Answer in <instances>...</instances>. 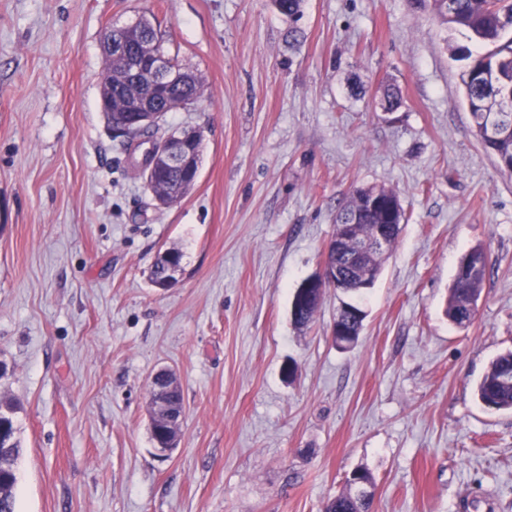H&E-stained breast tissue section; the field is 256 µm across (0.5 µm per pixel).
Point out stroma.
<instances>
[{
    "label": "stroma",
    "mask_w": 512,
    "mask_h": 512,
    "mask_svg": "<svg viewBox=\"0 0 512 512\" xmlns=\"http://www.w3.org/2000/svg\"><path fill=\"white\" fill-rule=\"evenodd\" d=\"M151 18L203 94L199 177L155 207L99 108L105 28ZM0 0V402L14 405L17 512H323L358 469L372 512H512V412L474 386L512 349V174L473 133L449 34L408 0ZM402 105L383 111L380 90ZM406 222L375 284L325 289L296 327L355 189ZM489 273L445 313L458 259ZM181 252L155 287L160 252ZM366 312L336 346L341 303ZM294 362L293 380L282 369ZM185 418L151 438L153 374ZM468 251L472 252L471 257L474 260L465 273H460L456 269L445 308L448 321L456 326H462L468 305L476 308L488 272V258L484 250L475 246L466 252Z\"/></svg>",
    "instance_id": "35a3bbf8"
}]
</instances>
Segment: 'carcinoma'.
I'll return each mask as SVG.
<instances>
[{
    "instance_id": "cac0c4a2",
    "label": "carcinoma",
    "mask_w": 512,
    "mask_h": 512,
    "mask_svg": "<svg viewBox=\"0 0 512 512\" xmlns=\"http://www.w3.org/2000/svg\"><path fill=\"white\" fill-rule=\"evenodd\" d=\"M433 16L448 31H464L466 38L479 49L466 44L451 43L454 60L461 63V80L466 101L473 106V130L477 139L495 157L500 169L512 173V0H429ZM272 8L288 21L295 23L302 15L303 0H270ZM112 37H119L137 51H146L163 57L165 53L153 24L146 17L134 24L111 29ZM108 67L103 77L102 92L111 94L115 109L122 107L123 98L140 81V75L132 73L139 61L112 53L106 55ZM169 62L178 71L182 82L169 88L166 95L158 99L156 110L164 113L191 106L203 93L202 84L193 69L171 58ZM185 181L180 171H162L148 180V186L156 195H169ZM369 187H360L341 208L337 220L347 219L357 224L356 237L346 244L345 254L358 252L364 241L371 239L384 224L405 223V213L398 195L393 190L381 187L382 198L394 203L395 210L374 206L368 196ZM469 269L455 273L449 289L445 315L456 326L462 325L467 306L477 305L488 272V258L484 250L470 248ZM381 266L376 255L369 253L357 262L346 266L344 291L356 292L363 277ZM512 373V350L498 354L489 363L488 369L477 382L475 392L478 400L491 410H512V381L505 375ZM168 384L161 378L151 382L150 393L164 394L171 411L183 407L180 389L167 390ZM19 441L12 447H0V512H16L14 488L17 482L16 462L19 457ZM371 499L350 492L329 500L325 512H367Z\"/></svg>"
}]
</instances>
